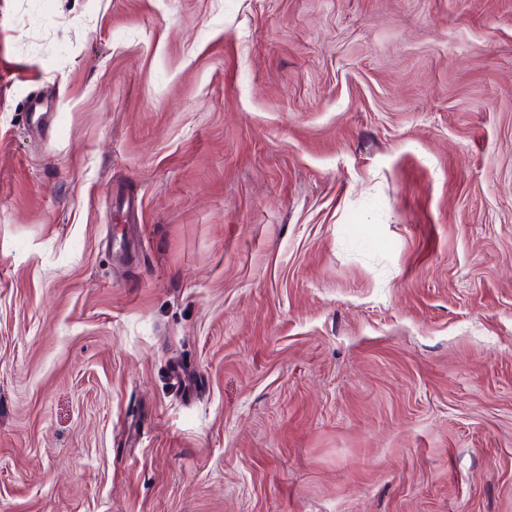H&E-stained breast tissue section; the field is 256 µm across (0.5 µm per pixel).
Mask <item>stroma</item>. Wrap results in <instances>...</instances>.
<instances>
[{"mask_svg": "<svg viewBox=\"0 0 512 512\" xmlns=\"http://www.w3.org/2000/svg\"><path fill=\"white\" fill-rule=\"evenodd\" d=\"M0 512H512V0H0Z\"/></svg>", "mask_w": 512, "mask_h": 512, "instance_id": "1", "label": "stroma"}]
</instances>
